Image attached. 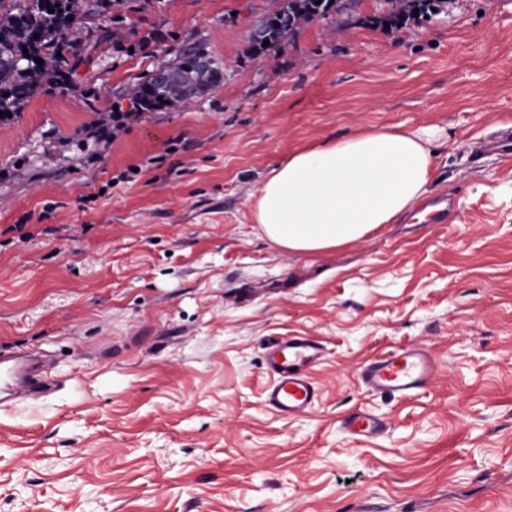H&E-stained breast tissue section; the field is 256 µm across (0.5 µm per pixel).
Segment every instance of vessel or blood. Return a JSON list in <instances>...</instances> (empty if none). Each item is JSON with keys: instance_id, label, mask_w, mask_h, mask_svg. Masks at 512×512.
<instances>
[{"instance_id": "1", "label": "vessel or blood", "mask_w": 512, "mask_h": 512, "mask_svg": "<svg viewBox=\"0 0 512 512\" xmlns=\"http://www.w3.org/2000/svg\"><path fill=\"white\" fill-rule=\"evenodd\" d=\"M325 355L323 343L314 337H279L265 357L270 377L265 406L286 419L312 411L320 400V389L312 378V371ZM436 371L435 361L427 349L407 345L372 358L361 367L359 378L370 390L407 398L428 385ZM45 385L38 362L24 357L11 359L0 353L1 400L38 397ZM344 429L353 436H377L386 431L387 423L369 412L359 411L348 417Z\"/></svg>"}]
</instances>
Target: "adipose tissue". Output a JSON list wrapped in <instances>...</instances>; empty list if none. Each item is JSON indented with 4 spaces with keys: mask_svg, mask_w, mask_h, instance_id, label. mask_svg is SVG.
<instances>
[{
    "mask_svg": "<svg viewBox=\"0 0 512 512\" xmlns=\"http://www.w3.org/2000/svg\"><path fill=\"white\" fill-rule=\"evenodd\" d=\"M436 126L361 129L291 153L254 196L255 222L275 247L318 255L395 223L426 193Z\"/></svg>",
    "mask_w": 512,
    "mask_h": 512,
    "instance_id": "ef3b65f1",
    "label": "adipose tissue"
}]
</instances>
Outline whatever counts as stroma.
<instances>
[{"label":"stroma","instance_id":"1","mask_svg":"<svg viewBox=\"0 0 512 512\" xmlns=\"http://www.w3.org/2000/svg\"><path fill=\"white\" fill-rule=\"evenodd\" d=\"M275 50L252 25L285 0H119L65 84L0 121V348L53 387L0 406V512H512V0H442L398 30L342 0ZM193 48L223 73L188 107L126 120ZM439 125L425 196L316 256L277 249L252 194L293 151L364 128ZM319 339L308 414L268 409L264 354ZM420 344L406 399L360 366ZM388 421L351 438L346 414Z\"/></svg>","mask_w":512,"mask_h":512}]
</instances>
